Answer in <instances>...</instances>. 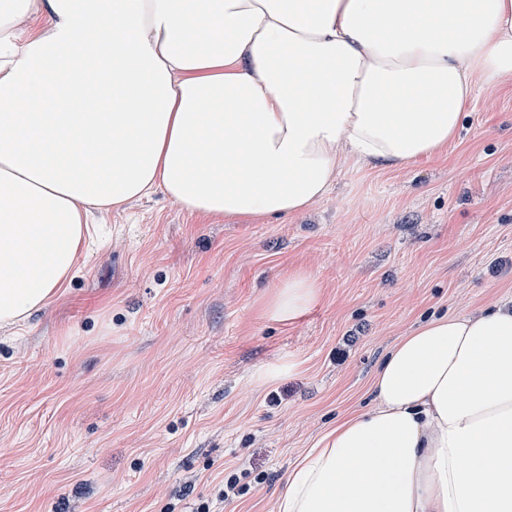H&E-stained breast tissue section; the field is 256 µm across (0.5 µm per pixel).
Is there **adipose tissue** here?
Returning <instances> with one entry per match:
<instances>
[{
  "instance_id": "1",
  "label": "adipose tissue",
  "mask_w": 512,
  "mask_h": 512,
  "mask_svg": "<svg viewBox=\"0 0 512 512\" xmlns=\"http://www.w3.org/2000/svg\"><path fill=\"white\" fill-rule=\"evenodd\" d=\"M510 78L512 0H0V327L76 273L90 209L294 216L343 158L440 154ZM320 296L294 271L265 310ZM371 392L277 512H512V305L420 325Z\"/></svg>"
}]
</instances>
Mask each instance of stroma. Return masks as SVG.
Here are the masks:
<instances>
[{"label": "stroma", "mask_w": 512, "mask_h": 512, "mask_svg": "<svg viewBox=\"0 0 512 512\" xmlns=\"http://www.w3.org/2000/svg\"><path fill=\"white\" fill-rule=\"evenodd\" d=\"M323 293L264 313L281 274ZM512 300V81L479 86L457 142L402 168L344 161L285 221L204 219L155 193L96 212L78 271L0 328V512H276L303 452L369 404L432 317ZM249 474L246 470L231 471L224 477V485L219 489L217 497L221 502L233 499L243 495L247 490L246 484H241V478H247Z\"/></svg>", "instance_id": "1"}]
</instances>
